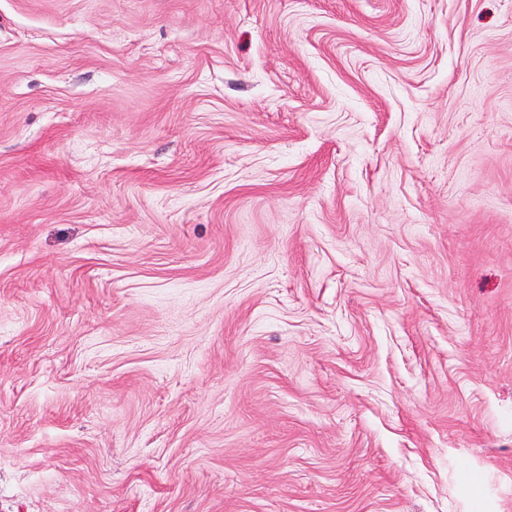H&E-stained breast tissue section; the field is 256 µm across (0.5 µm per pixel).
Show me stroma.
<instances>
[{
    "label": "stroma",
    "instance_id": "35a3bbf8",
    "mask_svg": "<svg viewBox=\"0 0 512 512\" xmlns=\"http://www.w3.org/2000/svg\"><path fill=\"white\" fill-rule=\"evenodd\" d=\"M0 512H512V0H0Z\"/></svg>",
    "mask_w": 512,
    "mask_h": 512
}]
</instances>
